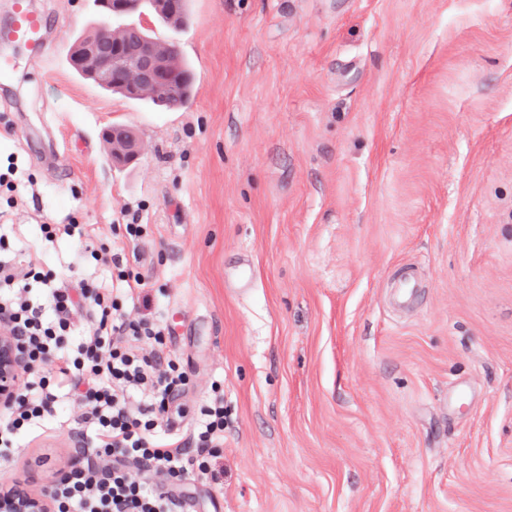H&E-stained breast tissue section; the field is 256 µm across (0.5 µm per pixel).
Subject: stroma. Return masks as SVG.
<instances>
[{
	"mask_svg": "<svg viewBox=\"0 0 512 512\" xmlns=\"http://www.w3.org/2000/svg\"><path fill=\"white\" fill-rule=\"evenodd\" d=\"M29 4L56 23L0 88V240L95 282L117 271L83 243L139 256L152 304L130 315L190 378L176 430L218 395L228 420L184 512H512V0H190L182 31L145 2L110 24L178 44L196 91L175 110L72 73L94 0ZM69 429L0 458V483L45 484Z\"/></svg>",
	"mask_w": 512,
	"mask_h": 512,
	"instance_id": "1",
	"label": "stroma"
}]
</instances>
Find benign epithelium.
I'll return each mask as SVG.
<instances>
[{
    "mask_svg": "<svg viewBox=\"0 0 512 512\" xmlns=\"http://www.w3.org/2000/svg\"><path fill=\"white\" fill-rule=\"evenodd\" d=\"M176 49L177 45L171 42L164 51L138 34L131 39L124 30L114 31L104 21L87 42L77 45L72 63L103 87L122 85L131 95L174 96L177 80L171 54ZM111 141L120 161L131 163L138 159L134 141L117 134ZM27 371L28 358L20 336L8 321L0 318V411L20 400ZM64 447L66 464L87 459L80 430L68 432ZM49 488L48 484L36 486L27 478L1 483L0 512H54Z\"/></svg>",
    "mask_w": 512,
    "mask_h": 512,
    "instance_id": "obj_1",
    "label": "benign epithelium"
}]
</instances>
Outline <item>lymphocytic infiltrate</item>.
I'll list each match as a JSON object with an SVG mask.
<instances>
[{
    "label": "lymphocytic infiltrate",
    "instance_id": "1",
    "mask_svg": "<svg viewBox=\"0 0 512 512\" xmlns=\"http://www.w3.org/2000/svg\"><path fill=\"white\" fill-rule=\"evenodd\" d=\"M23 338L32 366L21 399L0 421V457L19 447L32 427L65 417L80 401V422L92 462L75 464L51 487L55 512H177L188 477L211 475L210 457L224 443V403L202 407L196 433L181 439L160 430L173 395L189 378L163 361L165 329L129 318L111 288L0 255V314ZM87 330L69 345L75 316ZM143 402H134V395ZM196 454H189V446ZM158 477L136 479L130 465Z\"/></svg>",
    "mask_w": 512,
    "mask_h": 512
}]
</instances>
